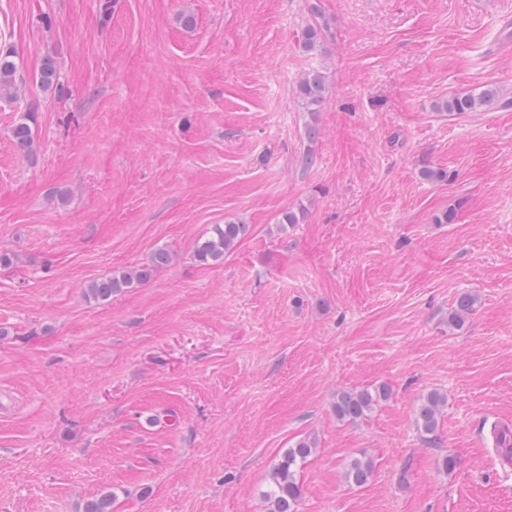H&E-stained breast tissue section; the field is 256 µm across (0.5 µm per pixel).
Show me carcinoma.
Instances as JSON below:
<instances>
[{
  "label": "carcinoma",
  "instance_id": "carcinoma-1",
  "mask_svg": "<svg viewBox=\"0 0 512 512\" xmlns=\"http://www.w3.org/2000/svg\"><path fill=\"white\" fill-rule=\"evenodd\" d=\"M312 19L302 32V46L308 51L316 50L328 28L327 22L317 10H311ZM20 63L16 52L10 46L0 45V98L12 97L17 93V73ZM38 82L45 92L61 94L64 84L61 81L56 60L48 56L44 59L38 74ZM326 76L317 69L307 72L297 87V97L302 108L315 112L326 99ZM508 106L501 102L499 91L488 85L479 93L473 91L455 94L439 103L437 109L450 114L456 112H476L493 108L497 105ZM33 115L27 113L16 121L11 128V140L25 154L33 151L35 146L32 128ZM249 225L234 219H227L222 224L214 225L207 236L201 238L194 250V259L200 264H215L224 261L238 242L248 234ZM171 253L166 248L156 249L148 263L136 267L114 270L105 278L90 281L87 296L98 301H106L129 288L147 283L154 273L170 264ZM478 297L470 292L459 294L456 305L448 316V327L459 328L477 306ZM389 398V389L384 385H374L359 390H344L336 395L334 412L338 420L349 424L362 421L378 405ZM445 394L432 391L420 399L416 409V426L421 437L426 441L435 439L439 427L441 408L447 403ZM493 443L501 461L512 463V426L496 424L491 428ZM316 447L315 440L308 438L298 441L287 449L274 465L268 489L263 498L268 512H297L301 497V487L297 475L306 459ZM374 472L373 462L365 457L350 460L345 471V480L352 486L361 487L370 480ZM83 512H112V493L105 492L88 500Z\"/></svg>",
  "mask_w": 512,
  "mask_h": 512
}]
</instances>
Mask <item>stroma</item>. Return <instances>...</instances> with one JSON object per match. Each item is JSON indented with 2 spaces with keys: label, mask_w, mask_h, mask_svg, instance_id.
<instances>
[{
  "label": "stroma",
  "mask_w": 512,
  "mask_h": 512,
  "mask_svg": "<svg viewBox=\"0 0 512 512\" xmlns=\"http://www.w3.org/2000/svg\"><path fill=\"white\" fill-rule=\"evenodd\" d=\"M1 42L21 69L0 101V512L105 492L112 512H266L309 436L298 512H512L489 436L512 423V0H0ZM48 55L60 97L35 82ZM486 84L509 106L436 111ZM28 112L30 155L10 139ZM227 218L249 234L199 264ZM159 246L149 283L86 297ZM465 291L477 308L449 329ZM379 384L388 401L337 419V393ZM361 456L373 476L349 486ZM311 14L312 19L302 32V46L307 51H316L320 46L322 37L325 36L328 24L317 10L311 9ZM326 90V76L321 70L307 72L297 87V97L302 108L307 112H317L326 99ZM445 394L432 391L420 399L416 409V426L425 441L435 439L439 427L441 408L447 403ZM315 447L314 439L300 440L274 465L268 489L262 494L268 512H297L302 493L297 475ZM374 472L373 462L365 457L350 460L345 471V480L351 486L361 487L370 480Z\"/></svg>",
  "instance_id": "stroma-1"
}]
</instances>
